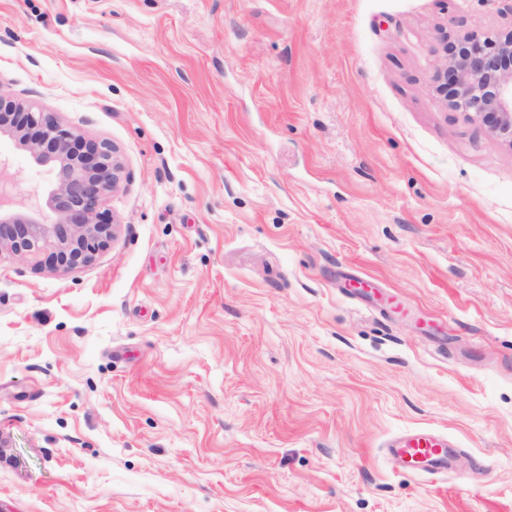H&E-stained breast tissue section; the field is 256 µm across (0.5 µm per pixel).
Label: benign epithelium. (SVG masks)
I'll return each instance as SVG.
<instances>
[{
    "instance_id": "obj_1",
    "label": "benign epithelium",
    "mask_w": 512,
    "mask_h": 512,
    "mask_svg": "<svg viewBox=\"0 0 512 512\" xmlns=\"http://www.w3.org/2000/svg\"><path fill=\"white\" fill-rule=\"evenodd\" d=\"M449 108L512 145V23L492 33L442 37L433 76ZM52 176L43 206L29 211L0 205V254L44 255L54 272L90 265L114 238L117 222L102 210L119 187L122 164L108 141H87L61 128L55 113L0 89V138Z\"/></svg>"
}]
</instances>
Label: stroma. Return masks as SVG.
Listing matches in <instances>:
<instances>
[{
	"mask_svg": "<svg viewBox=\"0 0 512 512\" xmlns=\"http://www.w3.org/2000/svg\"><path fill=\"white\" fill-rule=\"evenodd\" d=\"M510 22L0 0V87L123 164L92 264L0 255V512H512V146L432 82L443 32ZM419 429L463 478L389 454Z\"/></svg>",
	"mask_w": 512,
	"mask_h": 512,
	"instance_id": "obj_1",
	"label": "stroma"
}]
</instances>
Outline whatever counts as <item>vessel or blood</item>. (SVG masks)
I'll use <instances>...</instances> for the list:
<instances>
[{
	"mask_svg": "<svg viewBox=\"0 0 512 512\" xmlns=\"http://www.w3.org/2000/svg\"><path fill=\"white\" fill-rule=\"evenodd\" d=\"M391 454L419 475H448L454 464L448 444L433 432L422 429L392 443Z\"/></svg>",
	"mask_w": 512,
	"mask_h": 512,
	"instance_id": "1",
	"label": "vessel or blood"
}]
</instances>
